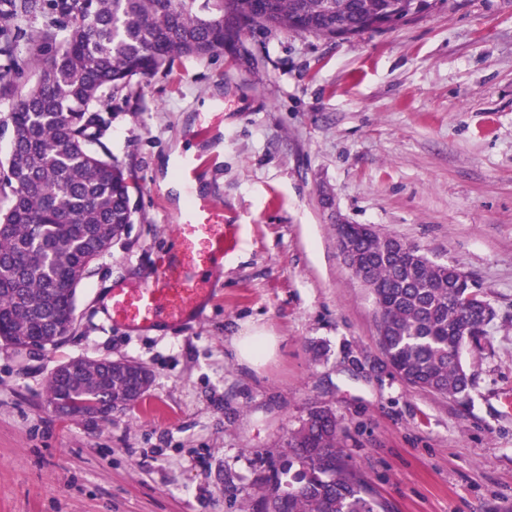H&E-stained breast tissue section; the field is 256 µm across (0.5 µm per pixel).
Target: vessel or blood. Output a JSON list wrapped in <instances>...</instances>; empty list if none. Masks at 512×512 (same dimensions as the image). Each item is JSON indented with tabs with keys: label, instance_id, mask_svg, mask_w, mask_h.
Wrapping results in <instances>:
<instances>
[{
	"label": "vessel or blood",
	"instance_id": "obj_1",
	"mask_svg": "<svg viewBox=\"0 0 512 512\" xmlns=\"http://www.w3.org/2000/svg\"><path fill=\"white\" fill-rule=\"evenodd\" d=\"M182 243L180 254L161 260L151 281L112 288L107 307L111 322L135 330H147L163 321L180 323L201 313L211 299L209 273L200 269L196 244L204 242L211 254L224 252V227L220 224H182L178 227ZM186 276L192 281L188 300L173 297V284Z\"/></svg>",
	"mask_w": 512,
	"mask_h": 512
}]
</instances>
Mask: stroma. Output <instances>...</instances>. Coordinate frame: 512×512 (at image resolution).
<instances>
[{"label": "stroma", "instance_id": "obj_1", "mask_svg": "<svg viewBox=\"0 0 512 512\" xmlns=\"http://www.w3.org/2000/svg\"><path fill=\"white\" fill-rule=\"evenodd\" d=\"M101 108L135 221L65 342L0 341V512H252L318 406L387 512H512V0H439L347 39L247 31ZM194 208L224 224L211 301L156 333L110 323L109 289L151 280ZM341 224L419 245L491 303L461 350L466 399L391 369ZM251 325L278 341L256 369L230 351ZM73 358L140 363L152 385L111 420L60 416L47 380Z\"/></svg>", "mask_w": 512, "mask_h": 512}]
</instances>
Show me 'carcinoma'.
Masks as SVG:
<instances>
[{"label":"carcinoma","instance_id":"obj_1","mask_svg":"<svg viewBox=\"0 0 512 512\" xmlns=\"http://www.w3.org/2000/svg\"><path fill=\"white\" fill-rule=\"evenodd\" d=\"M431 0H8L7 17L34 12L54 20L27 33L25 50L0 45V95L12 107L0 117L10 152L0 161V340L17 347L56 346L74 324L77 287L91 264L134 223L130 186L112 155L102 98L122 91L180 57L224 51L245 29H291L327 38L336 26L360 33L378 17L419 14ZM38 68L34 87L14 77ZM349 268L370 288L378 342L409 385L465 398L472 375L461 360L468 340L486 335L495 313L470 278L432 261L399 262L393 236L338 228ZM49 405L101 419L130 404L126 382L106 364L84 359L70 379L48 380ZM343 429L332 409L317 406L290 431L292 449L256 496L255 512H386L367 479L341 450Z\"/></svg>","mask_w":512,"mask_h":512}]
</instances>
